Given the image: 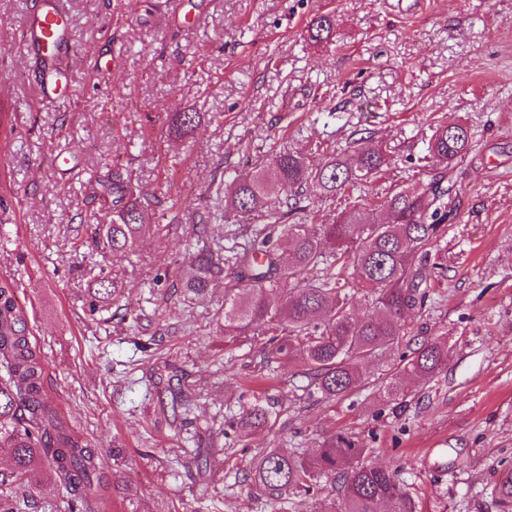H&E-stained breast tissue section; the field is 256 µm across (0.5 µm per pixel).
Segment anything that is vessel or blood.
<instances>
[{
	"label": "vessel or blood",
	"mask_w": 512,
	"mask_h": 512,
	"mask_svg": "<svg viewBox=\"0 0 512 512\" xmlns=\"http://www.w3.org/2000/svg\"><path fill=\"white\" fill-rule=\"evenodd\" d=\"M23 47L25 55L34 62L33 76L40 101L50 103L58 100L66 80L58 60L76 48L64 0H38L26 17Z\"/></svg>",
	"instance_id": "vessel-or-blood-1"
}]
</instances>
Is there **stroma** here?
Masks as SVG:
<instances>
[{"label":"stroma","mask_w":512,"mask_h":512,"mask_svg":"<svg viewBox=\"0 0 512 512\" xmlns=\"http://www.w3.org/2000/svg\"><path fill=\"white\" fill-rule=\"evenodd\" d=\"M65 0L76 48L69 84L40 104L20 46L34 0H0V278L16 287L59 418L97 448L111 512H319L334 496L273 507L248 482L266 448L313 453L342 435L367 463L395 471L420 512H503L495 491L512 468V0ZM332 15L326 42L306 41ZM115 64L99 73L105 53ZM202 112L194 133L170 113ZM470 133L448 171L454 218L431 248L437 269L407 339H440L448 360L403 395L383 385L404 345L362 368L329 400L267 337L224 333L233 267L202 297L181 278L190 254L232 256L246 234L224 223L214 179L248 172L272 152L319 158L370 137L387 153L361 188L377 201L440 170L428 144L442 125ZM79 145L63 168L53 157ZM154 197L151 227L123 255L84 247L109 223L96 178ZM180 197L179 210L169 207ZM124 288L119 315L91 313L100 271ZM269 412L242 433L248 410Z\"/></svg>","instance_id":"obj_1"}]
</instances>
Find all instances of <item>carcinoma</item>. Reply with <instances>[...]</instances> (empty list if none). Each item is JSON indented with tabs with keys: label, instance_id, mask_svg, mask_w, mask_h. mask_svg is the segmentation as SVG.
Segmentation results:
<instances>
[{
	"label": "carcinoma",
	"instance_id": "1",
	"mask_svg": "<svg viewBox=\"0 0 512 512\" xmlns=\"http://www.w3.org/2000/svg\"><path fill=\"white\" fill-rule=\"evenodd\" d=\"M334 18L317 16L306 29L313 43L326 40ZM201 120L198 112L169 115V133L185 137ZM469 130L444 125L433 134L429 154L443 170L418 187L402 188L379 203L389 221L372 224L363 196L353 198L332 224L311 229L305 224L311 205L323 198L352 192L374 178L385 164L383 152L362 147L349 158L331 154L310 160L294 152H279L271 161L274 179L265 170L225 184L224 221L247 230L261 221L266 228L251 237L249 251L237 262L236 278L250 291L230 289L224 296V334L252 326L280 337L278 353L300 356L299 366L313 376L327 399L356 388L363 364L400 342L406 335L404 314L416 304L427 284L426 261L448 219L444 185L448 165L467 152ZM100 196L112 198V223L97 225L96 246L114 254L134 249L143 236L150 199L139 187L118 179L96 180ZM276 190L284 193L281 207H269ZM224 258L201 249L190 257L184 287L203 295ZM353 270L358 287L372 297L371 309L353 315L349 297L336 281L333 265ZM122 282L101 273L88 288L93 302L108 305ZM448 359V348L427 340L408 348L391 380L389 399L400 397L398 376L427 381ZM44 367L31 341L28 317L19 304L13 281L0 278V455L11 461L10 479L32 485L44 472L65 490L57 512H100L110 487L98 451L58 423L43 390ZM367 449L353 440L333 437L316 453L301 456L269 448L250 467V481L273 504L306 497L323 479L339 483V500L331 512H418L415 499L388 469L364 461ZM501 503L512 506V469L497 485Z\"/></svg>",
	"mask_w": 512,
	"mask_h": 512
}]
</instances>
